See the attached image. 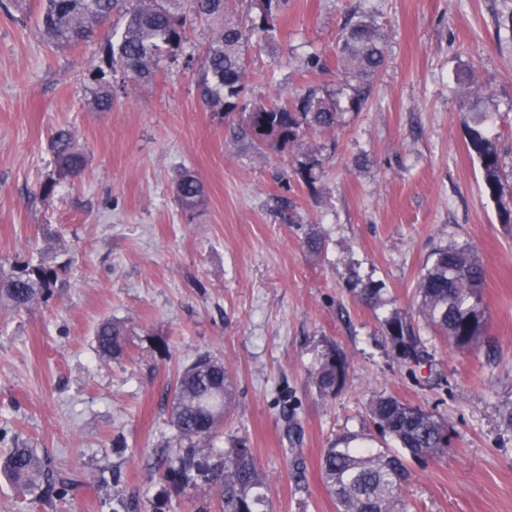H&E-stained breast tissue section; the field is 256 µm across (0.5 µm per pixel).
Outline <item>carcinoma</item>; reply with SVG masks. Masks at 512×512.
<instances>
[{"instance_id": "1", "label": "carcinoma", "mask_w": 512, "mask_h": 512, "mask_svg": "<svg viewBox=\"0 0 512 512\" xmlns=\"http://www.w3.org/2000/svg\"><path fill=\"white\" fill-rule=\"evenodd\" d=\"M237 0H41L38 26L46 40L74 47L89 40L101 26L118 14L120 30H112L102 52L112 71H121L139 82L155 78L159 64L194 56L186 52L189 40L187 14L212 28L213 35L200 58V80L204 99L241 122L237 133L268 148H282L298 142L307 132L325 133L336 128V101L323 89L307 86L293 101L252 100L243 94L246 77L245 51L248 42L258 45L275 40L279 15L287 0H250L254 14L236 13ZM386 60L383 34L366 16L342 29L336 51V72L344 76L353 94L350 107L364 100L367 85ZM112 85L98 81L93 107L112 111ZM487 113H466L464 124L469 146L477 155L486 191L501 197L502 159L488 135ZM56 176L80 177L86 156L75 148L69 129H55L49 140ZM321 164L315 154L299 162L297 173L309 184ZM175 199L186 213L204 203L200 179L190 171L180 173L174 185ZM429 266L417 281V312L433 335L458 349L481 342L486 325L483 303L484 272L476 253L467 247H439L428 259ZM58 281L57 271L43 262L17 261L8 273L0 272V308L29 311L50 297ZM360 300L374 308L381 300V288L368 283ZM385 331L406 358L421 364L425 351L414 326L395 312L385 319ZM127 328L117 321H103L95 331L96 350L103 359L122 354ZM348 363L334 345H328L310 371L312 383L323 397H331L344 384ZM232 405V378L224 360L209 353L199 355L178 377L169 413L173 433L162 441L168 449V466L163 482L182 489L196 487L204 478L223 502V512H269L266 479L256 462L247 438L240 437L214 465L209 459L214 440L224 426V414ZM371 419L383 437L394 439L403 453L372 446L374 436L346 433L323 450L321 472L336 512H405L402 489L409 470L406 458L426 461L447 451L448 422L419 406L391 397H379L371 406ZM0 473L24 494L65 491V481L54 474L46 458L35 448L14 447L0 456Z\"/></svg>"}]
</instances>
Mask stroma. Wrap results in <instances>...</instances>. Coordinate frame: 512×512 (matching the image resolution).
Wrapping results in <instances>:
<instances>
[{
	"label": "stroma",
	"instance_id": "obj_1",
	"mask_svg": "<svg viewBox=\"0 0 512 512\" xmlns=\"http://www.w3.org/2000/svg\"><path fill=\"white\" fill-rule=\"evenodd\" d=\"M38 10L39 0H0V267L42 261L59 282L35 310L0 311V430L74 483L38 499L0 476V512H112L118 498L147 505L159 493L164 512H220L207 482L184 492L155 472L177 378L203 352L223 358L236 384L220 446L248 437L272 512H336L322 452L371 430L380 396L448 422L447 453L409 467L407 512H512V0H288L276 42L248 51L247 94L318 86L342 121L281 151L234 138L192 67L126 81L111 111H96L105 32L58 47ZM355 12L377 22L387 50L357 110L335 71ZM314 54L326 71L305 72ZM476 106L502 158L498 199L467 147L463 116ZM59 127L88 165L47 195ZM314 149L322 165L309 184L294 170ZM184 170L205 191L192 213L173 192ZM310 236L319 250L307 249ZM441 246L479 256L488 325L466 350L421 328L428 357L417 366L384 321L415 316L418 278ZM369 282L381 287L375 309L357 295ZM105 319L128 329L126 351L108 361L94 342ZM329 344L349 365L325 399L308 372ZM287 412L300 428L296 454Z\"/></svg>",
	"mask_w": 512,
	"mask_h": 512
}]
</instances>
